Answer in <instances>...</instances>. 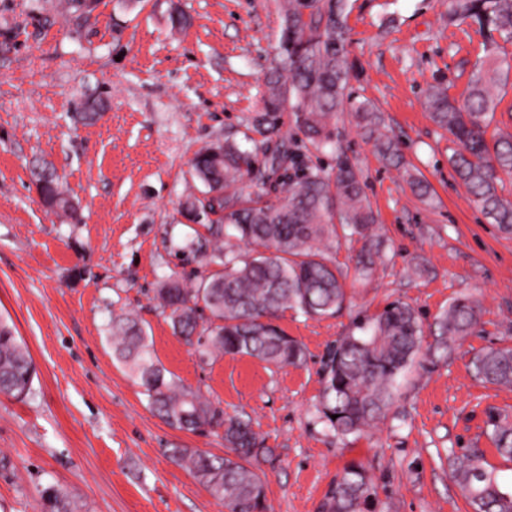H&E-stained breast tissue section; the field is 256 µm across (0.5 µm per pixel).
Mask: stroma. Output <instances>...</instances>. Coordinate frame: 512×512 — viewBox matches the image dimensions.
<instances>
[{
    "label": "stroma",
    "instance_id": "35a3bbf8",
    "mask_svg": "<svg viewBox=\"0 0 512 512\" xmlns=\"http://www.w3.org/2000/svg\"><path fill=\"white\" fill-rule=\"evenodd\" d=\"M60 0H0V317L14 324L36 376L22 399L0 396V512H45L43 488L71 494L79 512H225L173 462L175 448L225 455L221 439L168 425L151 412L106 339L112 313L136 312L155 357L226 414L251 417L265 447L252 467L267 512H319L329 484L365 465L381 512H470L452 478L453 452L485 450L489 408L512 414V390L478 381L477 352L512 345V237L490 224L448 158L455 144L430 118L439 86L468 94L487 58L476 25L451 0H345L354 102L380 112L403 162L379 159L353 112L337 113L336 138L362 172L383 254L356 270L360 242L330 245L346 300L336 315L286 313L304 362L278 369L250 356L203 363L153 307L158 284L180 270L190 234L180 213L190 161L207 143L253 137L259 148L302 135L291 113L257 131L264 77L279 60L276 0H142L130 11L99 0L90 18ZM191 19L170 25L172 6ZM106 94L94 125H74L77 102ZM49 162L80 203L73 224L46 211L30 170ZM430 193L418 197L410 176ZM83 276H75V269ZM480 300L474 335L448 363L413 367L388 417L360 438H341L323 415V360L340 337L389 302L431 324L453 298Z\"/></svg>",
    "mask_w": 512,
    "mask_h": 512
}]
</instances>
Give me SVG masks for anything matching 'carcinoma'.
I'll use <instances>...</instances> for the list:
<instances>
[{
	"label": "carcinoma",
	"instance_id": "1",
	"mask_svg": "<svg viewBox=\"0 0 512 512\" xmlns=\"http://www.w3.org/2000/svg\"><path fill=\"white\" fill-rule=\"evenodd\" d=\"M98 0H66L68 10L88 16ZM454 12L471 20L486 44L512 41V0H453ZM282 19L279 52L284 66L267 73L263 114L256 127L275 129L279 114L291 109L301 144L275 149L259 159V150L234 140L215 141L191 161V184L183 214L203 231H194L180 247L185 264L155 289L157 310L175 335L207 363L223 355H246L277 368L304 361L302 344L274 319L291 311L306 317L336 314L344 305L341 270L324 250L333 240L363 242L359 271L369 270L380 253L375 215L361 176L336 144L332 120L347 99V35L344 0H278ZM497 61L476 67L460 104L438 87L427 103L436 123L448 130L459 149L449 162L490 223L512 236V201L499 193L500 174L512 175V135L487 136L509 82V69ZM106 98L85 102L73 112L75 122L89 125ZM358 126L374 142L379 156L399 164L396 143L382 133L381 117L365 105L355 109ZM336 148V169L325 171L309 155ZM34 179L44 205L67 218L77 207L55 174L43 167ZM481 306L468 296L452 300L431 332L426 350L431 364L449 357L456 343L474 333ZM360 335L344 336L330 347L324 368L325 416L336 433L360 435L385 419L396 402V383L422 350L423 322L402 301L359 326ZM112 352L169 425L206 431L224 440L230 453L218 457L201 450L175 448V462L227 512H266L263 481L250 459L263 451L252 421L229 416L198 388L183 385L155 359L145 327L131 313L115 315L107 329ZM475 377L512 387V346L489 348L473 361ZM35 365L12 328L0 320V395H27ZM487 425L497 454L512 461V415L488 413ZM454 478L472 512H512V490L481 448H466L453 462ZM42 495L49 512H76L72 497L54 485ZM377 490L366 468L351 463L327 489L320 512H377Z\"/></svg>",
	"mask_w": 512,
	"mask_h": 512
}]
</instances>
